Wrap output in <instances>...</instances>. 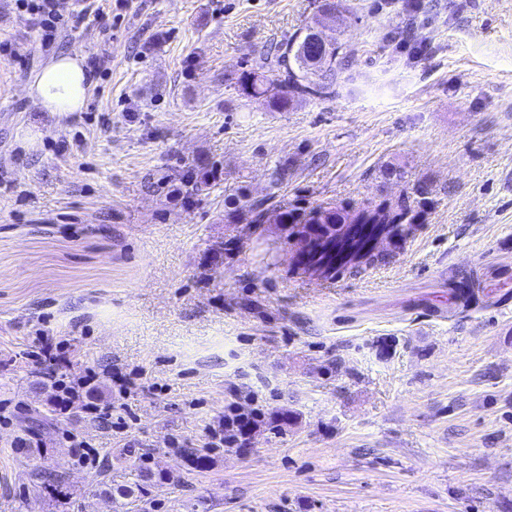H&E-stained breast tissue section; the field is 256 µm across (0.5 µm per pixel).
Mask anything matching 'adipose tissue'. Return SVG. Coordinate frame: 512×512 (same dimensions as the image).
<instances>
[{
  "mask_svg": "<svg viewBox=\"0 0 512 512\" xmlns=\"http://www.w3.org/2000/svg\"><path fill=\"white\" fill-rule=\"evenodd\" d=\"M82 53L48 60L28 86V95L40 111L68 116L85 111L93 89Z\"/></svg>",
  "mask_w": 512,
  "mask_h": 512,
  "instance_id": "adipose-tissue-1",
  "label": "adipose tissue"
}]
</instances>
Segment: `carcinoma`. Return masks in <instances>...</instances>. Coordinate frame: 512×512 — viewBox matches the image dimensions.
I'll return each mask as SVG.
<instances>
[{
	"instance_id": "obj_1",
	"label": "carcinoma",
	"mask_w": 512,
	"mask_h": 512,
	"mask_svg": "<svg viewBox=\"0 0 512 512\" xmlns=\"http://www.w3.org/2000/svg\"><path fill=\"white\" fill-rule=\"evenodd\" d=\"M336 9L334 0H322L319 14L312 21L295 31L288 39L269 46L261 53L250 70L238 77L242 91L251 97H268L273 104L285 110L294 102L326 99L336 94L339 75L348 66L342 45L333 36L324 33L327 22ZM319 72L317 82L308 75ZM417 215L406 201L395 205L380 203L375 206L319 208L298 220L289 214L284 224H375L402 237L406 226L414 223ZM167 480L166 473L155 472L148 462L131 469V477L122 484H104L97 496L118 505L123 512H131L140 506L153 480Z\"/></svg>"
}]
</instances>
